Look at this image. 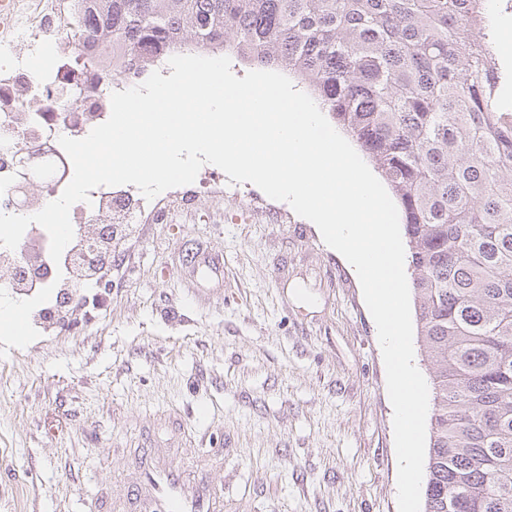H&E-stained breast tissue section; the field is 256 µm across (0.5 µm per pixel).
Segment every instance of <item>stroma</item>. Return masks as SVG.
Wrapping results in <instances>:
<instances>
[{
    "mask_svg": "<svg viewBox=\"0 0 512 512\" xmlns=\"http://www.w3.org/2000/svg\"><path fill=\"white\" fill-rule=\"evenodd\" d=\"M224 268L195 273V261ZM66 326L0 358V512H96L138 448L224 451V512H398L393 410L358 280L249 183L132 224Z\"/></svg>",
    "mask_w": 512,
    "mask_h": 512,
    "instance_id": "1",
    "label": "stroma"
}]
</instances>
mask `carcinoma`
I'll return each mask as SVG.
<instances>
[{
  "label": "carcinoma",
  "instance_id": "obj_1",
  "mask_svg": "<svg viewBox=\"0 0 512 512\" xmlns=\"http://www.w3.org/2000/svg\"><path fill=\"white\" fill-rule=\"evenodd\" d=\"M487 0H98L135 59L187 41L303 83L399 207L432 366L424 512H512V110Z\"/></svg>",
  "mask_w": 512,
  "mask_h": 512
}]
</instances>
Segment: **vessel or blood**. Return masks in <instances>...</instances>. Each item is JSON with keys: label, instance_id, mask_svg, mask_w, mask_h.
Instances as JSON below:
<instances>
[{"label": "vessel or blood", "instance_id": "vessel-or-blood-1", "mask_svg": "<svg viewBox=\"0 0 512 512\" xmlns=\"http://www.w3.org/2000/svg\"><path fill=\"white\" fill-rule=\"evenodd\" d=\"M122 507L124 512H224V492L205 472L189 478L179 464L146 453Z\"/></svg>", "mask_w": 512, "mask_h": 512}]
</instances>
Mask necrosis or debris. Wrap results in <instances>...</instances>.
<instances>
[{"label": "necrosis or debris", "mask_w": 512, "mask_h": 512, "mask_svg": "<svg viewBox=\"0 0 512 512\" xmlns=\"http://www.w3.org/2000/svg\"><path fill=\"white\" fill-rule=\"evenodd\" d=\"M88 0H5L0 6V213L31 215L61 195L72 178V164L60 137L84 138L111 113L112 92L130 88L112 75V40L97 38L84 53L75 49L79 27H90ZM52 51L50 67L33 65ZM40 187L18 186L20 172ZM89 202L75 203L76 233L65 255L88 259L115 224L157 223L163 206L126 186H100ZM46 230L28 227L16 249L0 247V284L55 282Z\"/></svg>", "instance_id": "4bbe7bcc"}]
</instances>
